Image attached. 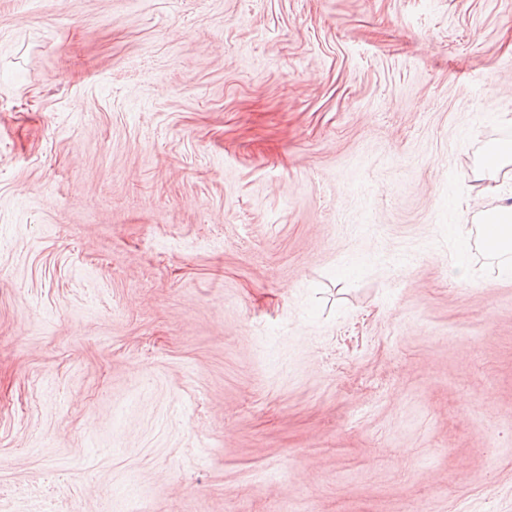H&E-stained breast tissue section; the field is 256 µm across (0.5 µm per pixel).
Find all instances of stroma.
<instances>
[{
  "label": "stroma",
  "mask_w": 512,
  "mask_h": 512,
  "mask_svg": "<svg viewBox=\"0 0 512 512\" xmlns=\"http://www.w3.org/2000/svg\"><path fill=\"white\" fill-rule=\"evenodd\" d=\"M505 140L512 0H0V512H512ZM512 164V142L501 143L490 149L483 156L480 168L487 172L491 179H495L497 174L505 167ZM508 198H499L500 204L482 215L484 250L501 259L500 275L512 276V203ZM485 227L487 232L485 234Z\"/></svg>",
  "instance_id": "1"
}]
</instances>
